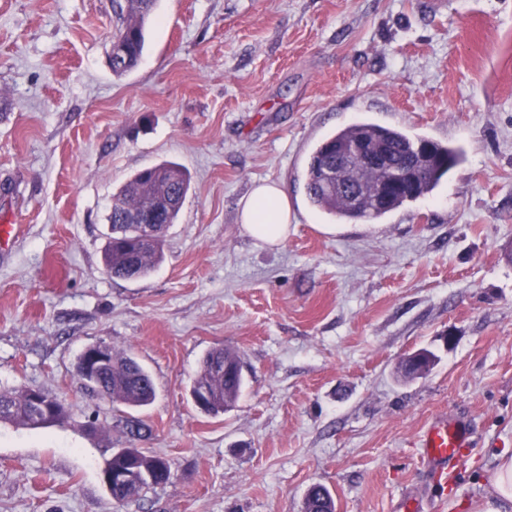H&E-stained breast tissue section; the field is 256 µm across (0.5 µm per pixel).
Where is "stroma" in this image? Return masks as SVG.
<instances>
[{"mask_svg":"<svg viewBox=\"0 0 512 512\" xmlns=\"http://www.w3.org/2000/svg\"><path fill=\"white\" fill-rule=\"evenodd\" d=\"M159 0L136 69L108 65L112 0H0V388L64 400L60 425L0 423V512H470L512 452V0ZM461 150L434 191L373 223L336 224L303 167L355 121ZM164 161L190 189L147 277L109 276L107 214ZM288 190L287 240L237 220L252 186ZM132 351L156 398L168 484L115 505L102 471L124 412L75 366ZM239 355L234 408L190 388L208 350ZM438 357L404 378L408 355ZM472 444L441 492L420 439L435 416ZM304 511L334 512L335 506L330 492L321 485L311 489L305 500Z\"/></svg>","mask_w":512,"mask_h":512,"instance_id":"stroma-1","label":"stroma"}]
</instances>
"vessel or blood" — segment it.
Listing matches in <instances>:
<instances>
[{"label":"vessel or blood","instance_id":"vessel-or-blood-1","mask_svg":"<svg viewBox=\"0 0 512 512\" xmlns=\"http://www.w3.org/2000/svg\"><path fill=\"white\" fill-rule=\"evenodd\" d=\"M472 434L465 426L447 417H435L423 435L424 463L439 485L447 487L469 448Z\"/></svg>","mask_w":512,"mask_h":512}]
</instances>
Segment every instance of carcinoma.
Instances as JSON below:
<instances>
[{
  "instance_id": "obj_1",
  "label": "carcinoma",
  "mask_w": 512,
  "mask_h": 512,
  "mask_svg": "<svg viewBox=\"0 0 512 512\" xmlns=\"http://www.w3.org/2000/svg\"><path fill=\"white\" fill-rule=\"evenodd\" d=\"M112 39L120 41L122 53L109 61L112 74L122 77L141 61L146 49V35L156 6V0H113ZM360 145L378 153L389 152L394 161L408 160L421 170L413 187L393 194L386 202H375L376 187L391 175L386 165L370 167L363 158L352 156L343 172L344 188L327 185L329 160L336 150ZM457 155L453 148L424 138H413L405 131L368 122H357L321 141L313 150L306 177L307 198L311 205L332 218L348 222H374L401 206L430 194L441 179L455 166ZM190 180L179 166L163 162L152 170L134 173L119 189L112 204V237L104 253L107 272L121 279L148 275L162 258V242L167 228L176 222L182 203L189 191ZM158 212V233L151 241L127 234V222L145 210ZM108 364L96 380L85 382L76 372L81 387L125 408L150 405L156 397L155 386L148 384L149 372L128 353L107 348ZM239 364L236 352L222 346L211 349L203 357L190 392L204 389L208 393L203 411L218 416L231 409L245 386L244 379L230 375L224 369ZM47 405L56 409L53 417L38 420L39 413L31 404V389H0V422L26 427L58 424L65 420L66 409L54 395L42 392ZM124 433L129 441L128 452L107 460L106 465L119 466L130 457L136 465L151 473L154 481L145 484L159 486L170 472L168 460L155 452L143 451L135 442L151 437L152 429L143 420L130 417L123 420ZM305 512H335L330 492L318 485L305 500Z\"/></svg>"
}]
</instances>
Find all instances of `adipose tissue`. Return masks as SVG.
<instances>
[{"instance_id": "adipose-tissue-1", "label": "adipose tissue", "mask_w": 512, "mask_h": 512, "mask_svg": "<svg viewBox=\"0 0 512 512\" xmlns=\"http://www.w3.org/2000/svg\"><path fill=\"white\" fill-rule=\"evenodd\" d=\"M291 205L288 191L278 182L255 184L242 199L239 221L244 231L261 243L276 247L288 237ZM487 494L473 504L472 512H501L499 500L512 502V454H502L486 477Z\"/></svg>"}]
</instances>
